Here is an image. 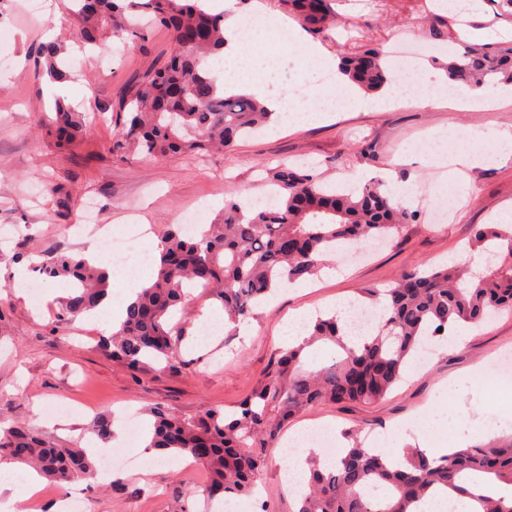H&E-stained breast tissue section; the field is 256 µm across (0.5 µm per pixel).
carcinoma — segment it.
Masks as SVG:
<instances>
[{"label":"carcinoma","mask_w":512,"mask_h":512,"mask_svg":"<svg viewBox=\"0 0 512 512\" xmlns=\"http://www.w3.org/2000/svg\"><path fill=\"white\" fill-rule=\"evenodd\" d=\"M78 37L96 44L102 33L121 40L145 39L134 16L147 17L173 32V46L119 103L118 150L133 149L145 159L190 153L207 146H231L239 136L269 124L271 113L249 95H226L218 89L209 61L224 52V12L203 0H70ZM304 29L315 36L330 27L331 0H282ZM42 73L54 81L69 78L55 42L39 45ZM341 70L366 94L388 83L383 54L364 44L341 62ZM448 80L471 89L501 75L512 82V46L499 50L474 45L448 58ZM46 134L61 147L82 135L81 113L62 101L45 122ZM278 188V203L251 211L241 202H224V211L195 236L170 229L155 261L153 279L126 310L118 332L100 339L112 359L138 372L153 363L163 369L186 366L180 347L183 327L171 323L184 307L187 284H204L224 308L228 323L238 325L258 315L283 282L312 275L319 257L339 246L364 240L395 239L416 222V212L394 202L382 183L370 181L347 191L300 167L280 165L266 171ZM469 249L496 259L485 275H474L459 261L423 272H410L382 290L366 288L365 298L383 312L374 332L356 348L336 317L318 318L301 346L278 354L265 377L232 412L208 410L182 417L165 407L153 417L149 447L187 455L204 465L211 499L248 495L266 467L288 421L316 405L378 403L402 380L410 360L428 338L448 335L459 323L480 326L497 314H512V231L499 224L474 228ZM40 272L49 280L66 279L71 291L62 316L76 319L107 297V271L84 257L53 255ZM329 346L333 363L318 370L304 367L306 349ZM113 418L99 415L88 430L111 437ZM348 447L335 464L305 460L308 479L298 512H410L436 487L469 495L481 512H512V504L495 497L500 481L512 482V432L493 440L428 458L417 448L403 449L405 463L394 467L386 453L364 448L346 435ZM28 465L58 483L95 473L96 460L85 448H57L22 427L0 429V458Z\"/></svg>","instance_id":"cac0c4a2"}]
</instances>
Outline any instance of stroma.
<instances>
[{"instance_id":"obj_1","label":"stroma","mask_w":512,"mask_h":512,"mask_svg":"<svg viewBox=\"0 0 512 512\" xmlns=\"http://www.w3.org/2000/svg\"><path fill=\"white\" fill-rule=\"evenodd\" d=\"M31 2L0 0V56L12 60L0 68V426L20 423L54 446L70 448L83 442L95 416L136 413V438H125L115 453L145 462L142 475L122 472L62 486L45 482L35 512H60L66 492L87 495L92 512H201L199 485L207 471H189L176 454L157 458L141 451L149 409L162 405L184 417L232 409L284 347L282 326L293 309L318 311L329 302L358 299L363 289L383 288L404 273L455 259L474 266L481 255L467 249L473 228L512 205V155L453 181L430 165L428 154L437 147L477 150L480 137L512 130V104L496 105L495 81L484 86L493 108L464 107L449 97L444 65L449 52L462 51L464 43L454 19L432 8L431 0H333L342 24L322 36L321 44L338 58L370 41L385 54L395 84L409 97L406 105L384 112L351 108L334 93L323 99L331 115L325 125H271L228 149L146 164L137 154L114 149L111 116L128 89L166 58L172 33L156 26L129 49L113 51L111 67L86 63L74 81L64 83L63 96L82 113L85 130L77 146L62 149L42 131L41 118L53 98L35 70L34 51L50 31L73 45L76 22L68 0H41L37 12ZM406 41L430 47L418 67L395 54ZM321 69L292 45L276 76L293 89L316 83ZM280 163L312 165L327 181L347 186L356 178L392 180L393 201L416 211L417 221L396 244L374 245L362 260L325 257L331 277L317 274L281 286L257 317L216 336L202 335L200 319L204 310L222 305L208 290H193L181 315L186 365L177 371L156 364L131 373L100 350L97 325L79 318L55 328L60 299L35 301L16 293L18 260L30 261L35 276L47 257L81 254L98 242V234L84 227L85 197L94 200V223L118 234L135 219L160 237L179 227L181 212L195 204L205 224L231 198L262 207L270 190L262 169ZM436 208L448 211L446 226L434 225ZM506 356L512 357V315L505 314L463 343L446 341L436 353L420 355L382 402L312 407L289 428L354 430L374 448H405L450 433L468 436L475 425L456 414L448 395L465 393L494 417L511 414L512 392L494 396L475 384L477 369H492ZM288 469L280 448L268 449L250 512H292Z\"/></svg>"}]
</instances>
